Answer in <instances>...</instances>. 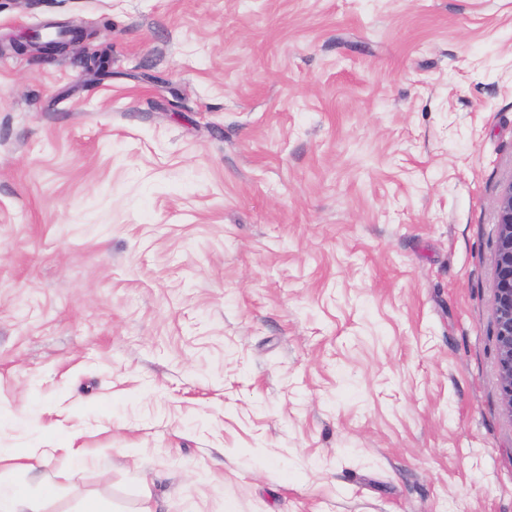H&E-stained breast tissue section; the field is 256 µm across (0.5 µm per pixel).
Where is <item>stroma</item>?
<instances>
[{
	"instance_id": "obj_1",
	"label": "stroma",
	"mask_w": 512,
	"mask_h": 512,
	"mask_svg": "<svg viewBox=\"0 0 512 512\" xmlns=\"http://www.w3.org/2000/svg\"><path fill=\"white\" fill-rule=\"evenodd\" d=\"M47 25L110 75L12 49ZM511 182L512 0H0V453L39 457L0 480L512 512ZM492 311L501 406L512 419V182L497 202Z\"/></svg>"
}]
</instances>
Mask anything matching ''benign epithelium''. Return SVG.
I'll return each instance as SVG.
<instances>
[{"instance_id": "1", "label": "benign epithelium", "mask_w": 512, "mask_h": 512, "mask_svg": "<svg viewBox=\"0 0 512 512\" xmlns=\"http://www.w3.org/2000/svg\"><path fill=\"white\" fill-rule=\"evenodd\" d=\"M71 39L67 42L43 41L39 34L24 36L13 41L17 50L27 48L51 56L72 45L80 50L93 32L82 27L68 29ZM497 232L494 258V292L492 311L494 339L497 351V369L501 406L504 414L512 419V183L501 191L497 202Z\"/></svg>"}]
</instances>
